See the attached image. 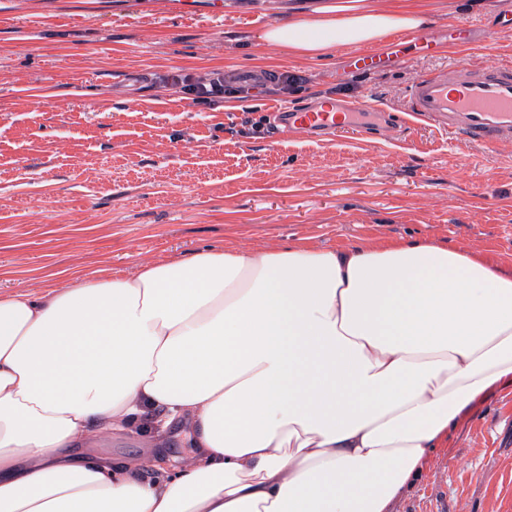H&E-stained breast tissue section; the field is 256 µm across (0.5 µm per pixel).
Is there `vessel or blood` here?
I'll return each mask as SVG.
<instances>
[{
  "label": "vessel or blood",
  "instance_id": "obj_1",
  "mask_svg": "<svg viewBox=\"0 0 512 512\" xmlns=\"http://www.w3.org/2000/svg\"><path fill=\"white\" fill-rule=\"evenodd\" d=\"M474 43L470 26L452 22L445 41H438L427 30L411 32L390 39L382 50L352 51L348 62L371 72L387 68L408 48L418 56L433 57L443 48H466ZM405 112V119L400 120L377 113L365 100L280 105L270 115L268 136L284 139L297 134L322 142L342 131H369L396 139L405 134L408 124L422 121L446 133L452 147L479 144L498 154L512 149V62L482 66L452 62L419 73L406 89Z\"/></svg>",
  "mask_w": 512,
  "mask_h": 512
}]
</instances>
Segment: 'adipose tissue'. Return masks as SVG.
<instances>
[{
  "instance_id": "1",
  "label": "adipose tissue",
  "mask_w": 512,
  "mask_h": 512,
  "mask_svg": "<svg viewBox=\"0 0 512 512\" xmlns=\"http://www.w3.org/2000/svg\"><path fill=\"white\" fill-rule=\"evenodd\" d=\"M337 5L263 33L316 59L420 28ZM512 382V272L399 240L204 250L0 295V512H387L426 454ZM179 463L91 456L170 427ZM150 438L151 435L148 432L93 433L89 438V448L85 449L97 454L112 456L113 458H137L142 461L144 470L148 474L155 452L162 453L170 458H188L193 452V448H189L186 437L179 427L174 428L170 432L164 448H153Z\"/></svg>"
}]
</instances>
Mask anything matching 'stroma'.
I'll return each mask as SVG.
<instances>
[{
  "label": "stroma",
  "instance_id": "35a3bbf8",
  "mask_svg": "<svg viewBox=\"0 0 512 512\" xmlns=\"http://www.w3.org/2000/svg\"><path fill=\"white\" fill-rule=\"evenodd\" d=\"M336 0H224L223 15L170 19L128 0H42L16 15L0 0V293H41L96 270L204 248L322 249L430 241L512 271V156L449 150L426 123L407 141L349 133L278 143L251 129L275 104L362 97L405 110L404 92L447 57L343 71V48L301 61L262 33L310 21ZM409 5L443 35L481 26L500 0H376ZM269 79L240 89L237 70ZM222 77L231 100H195L169 78ZM98 109L83 111L84 98ZM91 452L150 466L147 432L92 434ZM389 512H512V386L491 390L432 449Z\"/></svg>",
  "mask_w": 512,
  "mask_h": 512
}]
</instances>
